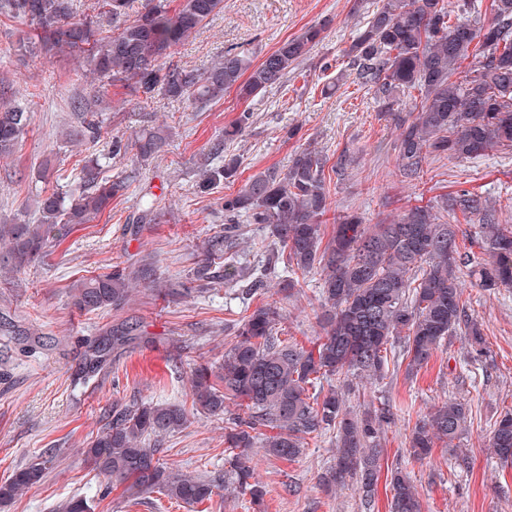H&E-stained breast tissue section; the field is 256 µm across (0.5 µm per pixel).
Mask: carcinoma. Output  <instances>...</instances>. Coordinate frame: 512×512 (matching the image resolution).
<instances>
[{
	"mask_svg": "<svg viewBox=\"0 0 512 512\" xmlns=\"http://www.w3.org/2000/svg\"><path fill=\"white\" fill-rule=\"evenodd\" d=\"M102 0L98 14L74 19V0H0V12L27 21L38 33L41 50L52 57L67 50L80 59L83 76L106 77L147 99L162 96L209 103L234 89L242 99L282 83L289 69L320 41L323 25L304 28L255 63L229 48L202 71L170 65L171 51L224 10V0ZM479 0H376L366 13V0H351L352 15H367L348 54L354 82L367 89L399 130L396 165L405 180L422 178L431 155L457 160L512 147V0H492L481 18ZM133 19L112 36L103 30L129 14ZM467 68H462L463 63ZM418 96L409 111L401 94ZM31 115L0 105V156L8 157L30 124ZM166 138L160 131L137 137L134 148L143 161L157 156ZM354 162L343 151L336 161L318 148L297 149L288 168H268L251 176L237 192L224 196L229 226L203 245L205 259L197 279L210 284L236 283L240 271L232 263L213 267L232 239L236 221L246 216L267 228L278 249L269 262L287 264L288 278L273 283L286 300L301 293L299 276H320L319 302L323 334L311 349L281 337L282 314L263 304L244 317L220 364L195 363L191 369L192 406L222 416L226 403L240 413L224 426V448L232 465L224 477L188 475L159 462L160 443L188 423L185 406L170 402L112 411V422L85 449L96 469L127 483L133 498L158 493L194 506L212 500L220 482L250 495L259 506L266 490L254 478L253 449L292 461L306 440L334 435L335 464L321 475L328 487L356 480L364 504L375 498L381 439L395 423L390 407L355 411L346 389L351 379L380 380L390 354L403 344L412 372L428 363L441 343L458 330L468 336L472 351L484 353L481 325L461 302V278L487 290L512 285V225L502 223L500 208L461 189L415 205L396 218L366 224L356 214L336 217L326 235L328 211L326 171L341 179ZM239 159L205 170L207 186L236 176ZM100 160L84 166V186L62 196L40 197L36 224H1L0 250L9 265L21 267L39 256L67 226L89 224L124 190L122 181L99 179ZM461 215L481 228L479 247L489 259L472 263L459 252L457 225L446 215ZM73 303L83 311L120 308L136 288L134 275L112 270L73 285ZM142 337L138 323L123 322L107 331L85 355L87 372H95L111 351ZM336 381L329 389L322 382ZM466 403L450 399L416 423L409 455L417 461L435 442L451 444L467 430ZM488 448L512 466V417L495 423ZM41 463L16 470L0 484V503H9L41 481ZM390 512H421L410 477L391 474ZM57 512H91L82 496H71Z\"/></svg>",
	"mask_w": 512,
	"mask_h": 512,
	"instance_id": "obj_1",
	"label": "carcinoma"
}]
</instances>
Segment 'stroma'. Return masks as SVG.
Instances as JSON below:
<instances>
[{
    "label": "stroma",
    "instance_id": "1",
    "mask_svg": "<svg viewBox=\"0 0 512 512\" xmlns=\"http://www.w3.org/2000/svg\"><path fill=\"white\" fill-rule=\"evenodd\" d=\"M349 0H224V10L176 47L170 64L202 70L227 48L253 61L306 26L325 23L320 42L289 70L283 82L248 100L227 92L194 106L184 100L146 99L104 78L83 76L76 58L44 57L29 24L0 15V103L31 112L15 153L0 158V224L34 223L37 194L66 192L82 183L92 155H104L101 177L127 188L89 224L67 228L59 241L20 270L0 267V482L32 463L46 465L41 482L0 512H54L63 499L89 498L92 512H253L249 496L227 493L190 507L162 496L131 500L124 484L108 479L82 450L101 433L113 407L190 402L193 364L219 363L233 329L257 306L277 303L281 334L309 347L321 334L316 319L319 278L308 275L299 297L273 293L242 296L241 283L271 275L272 239L261 225L239 219L225 260L241 283L195 288L192 272L205 239L224 230L222 201L249 177L270 167L286 169L300 145L355 158L343 180L329 185V217L355 213L366 223L393 219L436 195L466 189L501 206L512 224V149L466 161L428 158L422 179L409 183L395 169L397 131L365 89L345 77L347 53L359 18ZM333 84L321 93L323 84ZM97 112L101 132L78 144L65 133L83 112ZM252 119L228 140L225 126L240 113ZM167 126L169 144L143 162L133 152L113 155L112 143L131 142L144 129ZM295 137H288L289 128ZM240 160L235 178L201 190L202 170ZM153 222L136 225L145 208ZM120 265L159 277L165 291L139 287L128 305L83 312L70 286ZM462 301L484 332V354H471L464 336H451L414 373L389 370L367 387L365 401L390 404L396 422L382 446L383 468H402L418 491L422 512H512V468L487 448L495 421L512 412V288L487 292L465 287ZM139 323L144 338L114 349L100 372L80 382L87 346L111 326ZM467 403L472 420L457 447L437 443L429 457L408 453L418 420L447 400ZM162 463L198 475L228 469L224 421L191 411L190 423L161 443ZM329 437L308 440L292 461L257 453L256 477L266 495L260 512H388L390 487L380 478L372 506L355 485L325 489L320 475L333 462Z\"/></svg>",
    "mask_w": 512,
    "mask_h": 512
}]
</instances>
